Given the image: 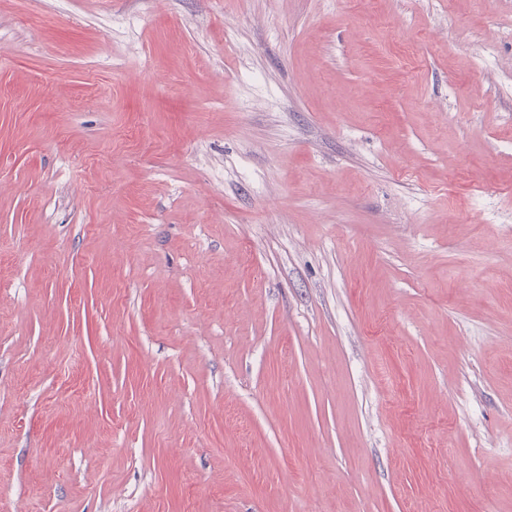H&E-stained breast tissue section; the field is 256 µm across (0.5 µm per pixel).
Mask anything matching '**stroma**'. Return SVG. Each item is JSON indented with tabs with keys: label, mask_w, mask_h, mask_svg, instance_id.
<instances>
[{
	"label": "stroma",
	"mask_w": 512,
	"mask_h": 512,
	"mask_svg": "<svg viewBox=\"0 0 512 512\" xmlns=\"http://www.w3.org/2000/svg\"><path fill=\"white\" fill-rule=\"evenodd\" d=\"M0 512H512V0H0Z\"/></svg>",
	"instance_id": "obj_1"
}]
</instances>
